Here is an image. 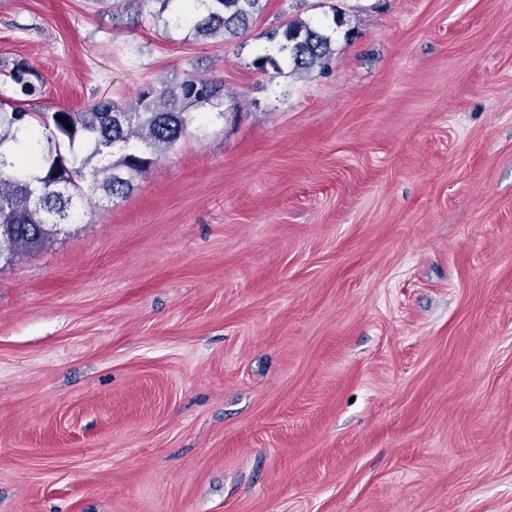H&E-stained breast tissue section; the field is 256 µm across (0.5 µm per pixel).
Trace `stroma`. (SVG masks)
I'll use <instances>...</instances> for the list:
<instances>
[{
    "label": "stroma",
    "mask_w": 512,
    "mask_h": 512,
    "mask_svg": "<svg viewBox=\"0 0 512 512\" xmlns=\"http://www.w3.org/2000/svg\"><path fill=\"white\" fill-rule=\"evenodd\" d=\"M263 6L0 0L43 111L246 101L0 263V512H512V0ZM298 18L327 68L256 69ZM194 2L191 31L195 37L221 35L226 39L246 33L263 11L264 0H186Z\"/></svg>",
    "instance_id": "35a3bbf8"
}]
</instances>
